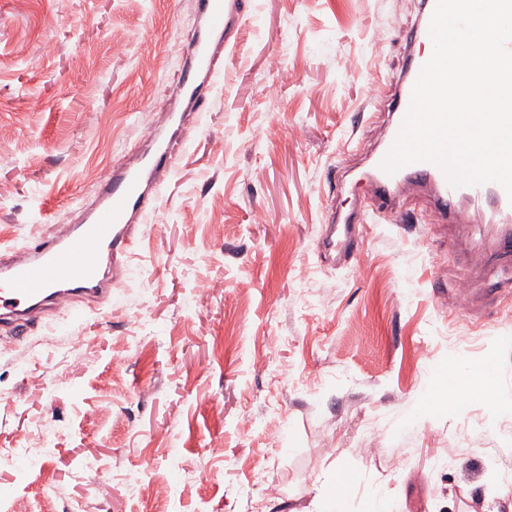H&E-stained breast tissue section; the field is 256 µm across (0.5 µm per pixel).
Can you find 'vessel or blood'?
<instances>
[{
  "instance_id": "1",
  "label": "vessel or blood",
  "mask_w": 512,
  "mask_h": 512,
  "mask_svg": "<svg viewBox=\"0 0 512 512\" xmlns=\"http://www.w3.org/2000/svg\"><path fill=\"white\" fill-rule=\"evenodd\" d=\"M203 29L186 51L187 73L179 88V107H158L157 119L139 135L147 148L134 160L106 167L97 182L98 204L82 224H61L21 250L0 252V326L24 341L38 326L44 310H67L80 300L98 302L112 293L113 274L126 269L128 257L141 233L136 220L155 209L162 182L174 166L172 143L166 128H180L185 118L199 112L216 88V64L238 39L251 0H196ZM437 0H422L420 14L406 34V62L393 78L377 81V96L388 98L393 120L380 147L368 158L358 184L377 212L390 220L401 215L403 197L431 191L440 217L459 228L484 222L493 239L494 255L512 262V197L497 183L452 186L444 171L431 162L404 166L387 173L382 163L389 154L410 107L414 84L431 58L429 25ZM365 213L325 211L321 249L342 262L348 247L359 239ZM455 314L467 320V303L476 288L469 273L459 278Z\"/></svg>"
}]
</instances>
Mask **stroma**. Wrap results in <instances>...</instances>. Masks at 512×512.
Segmentation results:
<instances>
[{
    "instance_id": "stroma-1",
    "label": "stroma",
    "mask_w": 512,
    "mask_h": 512,
    "mask_svg": "<svg viewBox=\"0 0 512 512\" xmlns=\"http://www.w3.org/2000/svg\"><path fill=\"white\" fill-rule=\"evenodd\" d=\"M419 10L256 0L120 286L20 349L0 340V512H318L339 471L344 512L379 489L394 512H512V414L417 415L449 367L512 375V268L456 251L433 275L454 229L421 196L404 206L418 223L370 216L345 265L319 254L325 207L355 205L333 185L388 120L372 83L401 71ZM196 16L195 0H0V247L83 223L97 172L181 84ZM466 271L482 294L462 322ZM459 284L464 286L462 291L457 288ZM476 289L473 277L467 272L462 273L459 280L455 283L453 293L456 296V302L458 301L455 314L460 320H467L469 316L467 302L474 295Z\"/></svg>"
}]
</instances>
